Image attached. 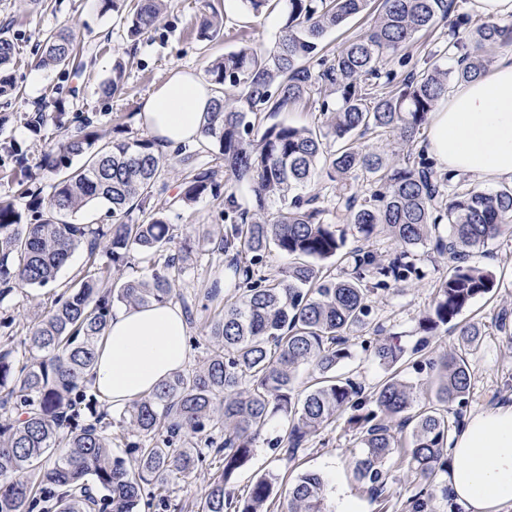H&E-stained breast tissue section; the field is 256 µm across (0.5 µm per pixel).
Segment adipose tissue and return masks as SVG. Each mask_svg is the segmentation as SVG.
Here are the masks:
<instances>
[{
  "mask_svg": "<svg viewBox=\"0 0 512 512\" xmlns=\"http://www.w3.org/2000/svg\"><path fill=\"white\" fill-rule=\"evenodd\" d=\"M211 96L196 73L175 71L144 101L139 121L161 147H176L200 136ZM425 146L446 170L477 181L512 180V59L454 85L431 115ZM187 334L173 302L121 308L108 323L89 385L108 407H124L185 367ZM448 454V489L463 512L512 507V404L471 415Z\"/></svg>",
  "mask_w": 512,
  "mask_h": 512,
  "instance_id": "1",
  "label": "adipose tissue"
}]
</instances>
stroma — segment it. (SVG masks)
Here are the masks:
<instances>
[{"label":"stroma","mask_w":512,"mask_h":512,"mask_svg":"<svg viewBox=\"0 0 512 512\" xmlns=\"http://www.w3.org/2000/svg\"><path fill=\"white\" fill-rule=\"evenodd\" d=\"M218 15L222 34L216 41H199L193 26L205 16ZM282 25L279 14L250 19L238 0H170L155 27L138 38H131L119 14L102 12L100 0H0V36L11 39L17 55L10 66L19 97H0V115L7 121L0 126V196L18 194L20 187L49 190L55 176L39 165L41 155L58 140L55 125L56 106L64 104L70 126L91 119L98 133L111 138L116 124H125L141 136L145 130L138 120L143 102L179 69L205 74L211 61L225 51L243 46H271ZM67 28L76 33L91 66L74 75L39 67L37 43L42 32ZM126 64L123 87L119 94H102L101 84L111 79L115 60ZM42 109L45 122L40 132H33L28 118ZM21 145L23 156L6 151L9 143ZM176 244L190 243L192 251L181 262L182 272L175 285L174 303L185 307L189 327L190 358L187 369L201 365L209 348V324L217 314L216 305L207 304L205 293L215 278L224 274V258L213 252V243L224 234L225 224L216 201L204 197L183 209L176 220ZM423 280L403 282L379 292L372 299L368 323L354 333L348 359L339 373L372 389L387 376L374 358L372 346L383 341L399 345L403 357L401 375L420 387H427L428 371L416 370V363H427L453 349L456 337L448 327L425 333L420 322L432 304L433 291L451 265L447 256L420 249ZM480 263L496 275L492 292L477 298L460 316L461 321L478 323L484 337L481 346L470 352L472 368L470 395L463 416L512 403V342L499 332L501 312L512 313V236L491 242ZM56 296L54 287L26 289L0 301V339L20 341L31 319L47 310ZM288 423L275 416L263 432L249 465L241 470L232 486L234 494L247 491L259 476L274 473L279 480L271 496L272 512H285L288 486L306 470L319 472L329 480L327 490L330 512H340L351 499L360 500L365 512H409V499L417 491L406 480L407 462L394 454L390 462L389 484L393 499L382 508L366 486L353 477L357 440L344 419H337L325 429L307 438L295 458H287L276 441L285 436ZM222 461L207 456L196 478L169 488V506L158 500L142 504L140 512H198L210 473Z\"/></svg>","instance_id":"35a3bbf8"}]
</instances>
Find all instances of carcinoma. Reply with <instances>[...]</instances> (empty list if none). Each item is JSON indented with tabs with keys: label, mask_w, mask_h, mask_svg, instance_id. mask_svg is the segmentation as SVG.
<instances>
[{
	"label": "carcinoma",
	"mask_w": 512,
	"mask_h": 512,
	"mask_svg": "<svg viewBox=\"0 0 512 512\" xmlns=\"http://www.w3.org/2000/svg\"><path fill=\"white\" fill-rule=\"evenodd\" d=\"M102 9L128 7L127 33L140 35L157 22L169 0H101ZM373 0H240L260 17L281 10L282 26L272 47L244 46L224 52L206 70L214 98L203 138L178 149L182 190L160 203L155 185L166 157L148 136H129L117 125L102 140L90 121L71 130L57 112L61 139L41 165L58 174L48 195L25 191L28 223L18 201L0 196V300L19 288L56 283L73 253L84 247L95 264L106 254L119 271L136 254L149 264L142 278L114 279L86 272L61 285L53 307L29 326L21 344L32 357L19 361L0 344V409L15 417L0 423V512H26L37 495L55 500L56 512H140L146 488L167 490L196 476L205 458L199 444L224 454L222 469L207 481L199 512H270L274 474L258 477L244 497L229 485L252 457L273 416L288 417L286 439L276 444L294 455L305 438L345 417L359 444L354 472L384 504L389 498V461L408 458V477L423 485L412 512H428L440 477L448 474V406L463 407L471 387L466 355L482 343L478 324L458 317L476 298L490 293L494 273L476 254L512 223V184L476 190L468 176L439 173L420 151L388 153L370 147L371 135H389L414 145L448 82L482 77L489 56L512 49V17L482 20L459 0H380L378 14L339 51L324 39L352 18L371 11ZM448 29L441 53L423 66L409 65L417 37L437 26ZM220 33L209 18L200 40ZM39 64L67 69L77 57L75 35L46 33ZM12 40L0 36V96L14 89L7 70ZM125 67L115 61L104 94L122 89ZM318 113L310 125L279 116L299 107ZM224 161V181L203 169L202 154ZM80 159L77 167L71 158ZM315 186L331 189L335 211L322 206ZM203 196L222 206L226 222L217 250L224 253V282L214 281L205 298L222 306L211 325L213 340L203 368L177 372L120 414L132 434V457L112 455L109 413L85 390L97 345L113 307L170 300L181 267L161 253L174 242L171 216ZM109 205L112 223L97 227L71 216L88 205ZM150 218L132 223L134 211ZM365 239L388 234L396 244L386 260L362 249L346 250L343 224ZM449 224L448 235L441 225ZM448 253L454 265L435 289L421 328L451 326L459 348L431 364L433 400L420 401L394 370L402 358L395 343L380 344L375 356L391 373L370 392L336 373L349 357L353 332L366 324L369 297L390 283L420 280L417 250ZM288 258L277 277L260 274L266 254ZM316 373L300 391V367ZM326 481L305 472L288 489V512H325Z\"/></svg>",
	"instance_id": "obj_1"
}]
</instances>
